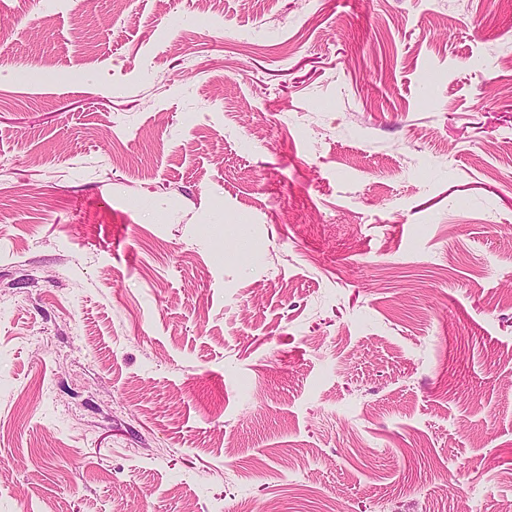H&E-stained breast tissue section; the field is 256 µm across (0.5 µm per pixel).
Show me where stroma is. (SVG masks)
Returning a JSON list of instances; mask_svg holds the SVG:
<instances>
[{
	"label": "stroma",
	"instance_id": "stroma-1",
	"mask_svg": "<svg viewBox=\"0 0 512 512\" xmlns=\"http://www.w3.org/2000/svg\"><path fill=\"white\" fill-rule=\"evenodd\" d=\"M0 35V512L512 503V0Z\"/></svg>",
	"mask_w": 512,
	"mask_h": 512
}]
</instances>
